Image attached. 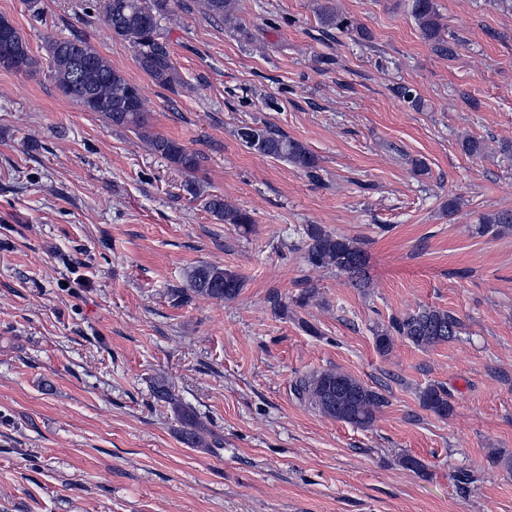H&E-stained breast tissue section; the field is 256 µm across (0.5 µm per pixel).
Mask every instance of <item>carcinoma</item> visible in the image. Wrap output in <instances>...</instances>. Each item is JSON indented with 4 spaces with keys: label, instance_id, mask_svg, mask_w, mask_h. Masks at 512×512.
Instances as JSON below:
<instances>
[{
    "label": "carcinoma",
    "instance_id": "1",
    "mask_svg": "<svg viewBox=\"0 0 512 512\" xmlns=\"http://www.w3.org/2000/svg\"><path fill=\"white\" fill-rule=\"evenodd\" d=\"M169 0H105L104 20L112 35L128 42L137 52L139 66L158 84L171 90L180 85V78L165 47L157 42L158 16L167 12ZM203 13L211 19L234 20L236 0H203ZM411 15L421 36L434 44V50L452 54L442 36L443 25L434 0H411ZM320 23L328 29L351 31L348 18L323 6ZM52 72L61 92L76 105L90 97L98 103V113L113 126L138 133L156 154L184 170L198 169L200 158L175 140L154 135L149 131L148 112L139 86L131 83L102 57L84 38L59 39L46 36ZM239 141L247 149L266 157L286 161L304 171L311 179L318 178L316 156L300 141L284 134L270 124L242 126L237 130ZM205 207L217 220L235 224L245 230L253 224L251 215L224 202L219 195L205 201ZM483 231L500 233L512 227V211H501L483 218ZM308 238L305 261L315 267L333 268L347 276L354 288L369 285L368 255L361 243L326 231L318 224L304 228ZM242 288V280L232 271L210 265L191 270L188 285L176 288V301L187 303L192 295L212 299L233 300ZM462 329L460 319L448 310L421 308L403 318L392 319L389 328L375 336L377 349L391 350L398 336L412 345L426 349L457 338ZM295 391L323 415L357 427H369L376 413L386 404V396L338 370H326L304 377ZM422 406L440 417L448 416L451 405L448 391L430 385L421 393Z\"/></svg>",
    "mask_w": 512,
    "mask_h": 512
}]
</instances>
